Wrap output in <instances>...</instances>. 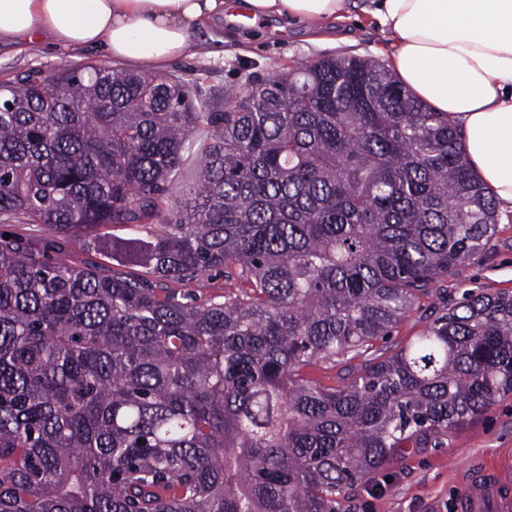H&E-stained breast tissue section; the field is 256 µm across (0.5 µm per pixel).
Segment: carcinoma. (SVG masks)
I'll list each match as a JSON object with an SVG mask.
<instances>
[{
  "instance_id": "carcinoma-1",
  "label": "carcinoma",
  "mask_w": 512,
  "mask_h": 512,
  "mask_svg": "<svg viewBox=\"0 0 512 512\" xmlns=\"http://www.w3.org/2000/svg\"><path fill=\"white\" fill-rule=\"evenodd\" d=\"M193 92L93 62L0 81V221L42 229L0 233V512H349L512 393V294L439 288L498 223L443 113L354 54L248 73L222 112ZM113 226L141 271L64 258ZM214 272L247 287L203 299ZM430 308V307H429ZM426 305L419 311L412 312L411 316L407 318L400 326L396 329L392 336L387 340V343L380 342V346H384L381 352H386L385 356L399 349L413 336H416L424 328L425 324L436 316L438 311L432 313V317L428 316L431 311ZM304 372L309 377L318 380L321 384L327 387H337L341 385V378L344 376L342 367L336 366V368H332L326 365L321 366L320 364L316 366H309L304 370Z\"/></svg>"
}]
</instances>
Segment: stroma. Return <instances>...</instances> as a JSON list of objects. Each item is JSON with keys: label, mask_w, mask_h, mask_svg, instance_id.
I'll list each match as a JSON object with an SVG mask.
<instances>
[{"label": "stroma", "mask_w": 512, "mask_h": 512, "mask_svg": "<svg viewBox=\"0 0 512 512\" xmlns=\"http://www.w3.org/2000/svg\"><path fill=\"white\" fill-rule=\"evenodd\" d=\"M224 51L173 63L171 74L192 82L209 109H224V93L245 74L286 71L328 54L352 52L377 57L381 37L367 18L336 22L332 38L320 43L296 26L271 17L258 26L223 24ZM99 54L46 48L30 54L0 47V80L32 67L47 71L65 65L101 62ZM449 302L463 293L499 289L512 292V213L499 223L486 251L442 282ZM512 459V394L485 414L440 434L435 446L406 448L385 470L346 493L350 512H462L460 489L470 471L499 467Z\"/></svg>", "instance_id": "35a3bbf8"}]
</instances>
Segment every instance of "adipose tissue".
I'll return each mask as SVG.
<instances>
[{
  "mask_svg": "<svg viewBox=\"0 0 512 512\" xmlns=\"http://www.w3.org/2000/svg\"><path fill=\"white\" fill-rule=\"evenodd\" d=\"M401 83L463 135L472 171L512 209V0H368ZM243 13L286 17L317 33L347 20L351 0H0V42L97 52L153 74L189 51L224 42L193 33Z\"/></svg>",
  "mask_w": 512,
  "mask_h": 512,
  "instance_id": "obj_1",
  "label": "adipose tissue"
}]
</instances>
